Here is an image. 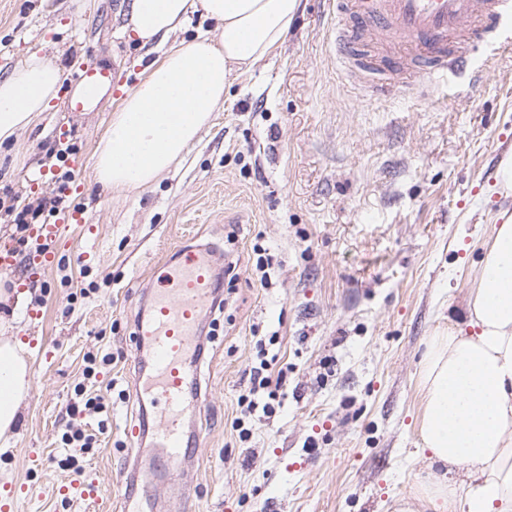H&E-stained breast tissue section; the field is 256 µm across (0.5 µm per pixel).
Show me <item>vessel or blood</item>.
Masks as SVG:
<instances>
[{
    "label": "vessel or blood",
    "instance_id": "vessel-or-blood-1",
    "mask_svg": "<svg viewBox=\"0 0 512 512\" xmlns=\"http://www.w3.org/2000/svg\"><path fill=\"white\" fill-rule=\"evenodd\" d=\"M335 12L332 46L341 65L368 77L371 90L383 96L455 74L482 76L475 46L501 40L512 45V0H336ZM75 81L79 91L67 101L71 112L104 111L119 92L111 69L93 62L76 72ZM81 221L80 211L64 210L34 234L48 244ZM212 251L209 245L178 246L167 271L151 284L149 313L135 320L137 389L157 422L154 437L165 453L154 467L162 472L198 456L203 442L201 431L184 432L182 424L208 406L198 327L217 307Z\"/></svg>",
    "mask_w": 512,
    "mask_h": 512
}]
</instances>
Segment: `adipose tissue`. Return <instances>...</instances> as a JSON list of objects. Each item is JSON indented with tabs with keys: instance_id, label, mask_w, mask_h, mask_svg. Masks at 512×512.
Returning a JSON list of instances; mask_svg holds the SVG:
<instances>
[{
	"instance_id": "obj_1",
	"label": "adipose tissue",
	"mask_w": 512,
	"mask_h": 512,
	"mask_svg": "<svg viewBox=\"0 0 512 512\" xmlns=\"http://www.w3.org/2000/svg\"><path fill=\"white\" fill-rule=\"evenodd\" d=\"M300 9L301 0H131L127 32L163 51L113 112L95 149L96 182L141 187L180 162L232 76L279 48ZM196 16L219 22L220 40L200 33L170 43ZM62 81L60 66L35 56L0 79V144L31 127ZM467 311L466 326L433 336L424 359L422 443L432 461L464 468L461 512H512V218L490 227ZM28 387L24 345L0 338L2 442Z\"/></svg>"
}]
</instances>
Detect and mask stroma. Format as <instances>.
<instances>
[{"label": "stroma", "instance_id": "obj_1", "mask_svg": "<svg viewBox=\"0 0 512 512\" xmlns=\"http://www.w3.org/2000/svg\"><path fill=\"white\" fill-rule=\"evenodd\" d=\"M287 41L224 90L184 161L156 182L104 190L94 151L110 112H69L74 65L90 60L140 83L145 50L124 32L126 0H0V79L29 56L63 70L59 99L0 150V247L20 297L0 334L29 349L30 390L8 447H0V505L9 512H122L127 449L145 461L138 490L154 512H460L429 505L424 485L461 480L430 461L420 426L427 344L465 311L475 287L498 184L486 172L512 143V47L486 46L485 80L453 78L377 99L344 74L327 42L328 0H302ZM76 176L80 193L59 194ZM80 210L48 268L35 261L33 226L47 207ZM24 218H17V210ZM213 244L237 279L222 312L205 317L201 386L209 408L197 460L155 472L133 379L134 319L154 269L186 239ZM271 263L261 286L254 245ZM93 285L81 295L73 279ZM265 340L257 350V340ZM106 349L116 389L97 382L107 417L71 415L83 357ZM267 362L284 384L274 415L240 402ZM95 444L71 468L67 427ZM250 431L240 437V428ZM193 486L178 500L179 485Z\"/></svg>", "mask_w": 512, "mask_h": 512}]
</instances>
